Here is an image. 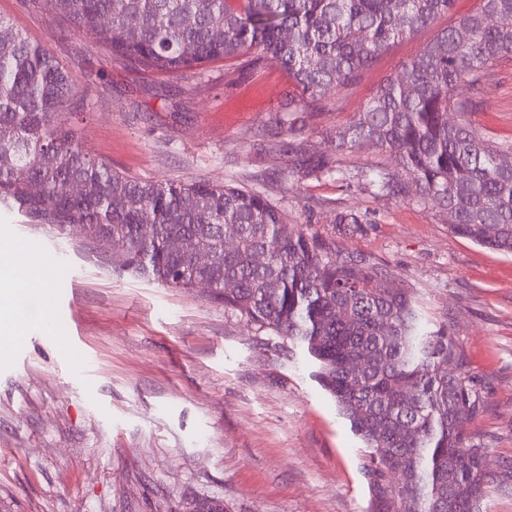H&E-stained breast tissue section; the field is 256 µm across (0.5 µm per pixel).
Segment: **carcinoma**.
<instances>
[{
  "mask_svg": "<svg viewBox=\"0 0 512 512\" xmlns=\"http://www.w3.org/2000/svg\"><path fill=\"white\" fill-rule=\"evenodd\" d=\"M454 0H44L113 58L179 75L226 59L288 70L299 111L352 83L398 41L448 13ZM512 60V0H479L409 58L336 133L338 147L372 142L397 167L344 171L325 154L268 143L288 176H340L396 200L435 202L450 230L512 254V141L471 116L495 68ZM81 98L41 44L0 15V206L59 233L78 231L121 268L176 288L203 281L210 297L318 364L316 379L367 448L372 512H483L512 490V461L492 470L467 422L483 401L448 331H428L411 289L358 251L282 232L285 213L242 180L142 181L84 153L67 114ZM454 120H449L448 116ZM27 172L28 180L17 178ZM73 182L86 187L70 191ZM188 237L206 265L171 248ZM366 360L358 375L348 365ZM479 489L448 501L457 482Z\"/></svg>",
  "mask_w": 512,
  "mask_h": 512,
  "instance_id": "cac0c4a2",
  "label": "carcinoma"
}]
</instances>
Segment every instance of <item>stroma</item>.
Segmentation results:
<instances>
[{
	"label": "stroma",
	"instance_id": "obj_1",
	"mask_svg": "<svg viewBox=\"0 0 512 512\" xmlns=\"http://www.w3.org/2000/svg\"><path fill=\"white\" fill-rule=\"evenodd\" d=\"M454 8L395 43L349 86L305 114L300 147L344 169L394 165L370 143L336 148V134L402 65L469 13ZM0 15L42 44L84 97L75 139L90 156L142 181L221 182L258 176V189L303 231L387 264L413 288L429 328L447 327L483 400L468 428L490 466L512 458V255L456 236L437 204L360 192L333 177H287L261 137L295 92L272 61L251 74L215 61L172 76L112 59L43 0H0ZM472 116L486 137L512 138V62L495 69ZM359 213V231L337 223ZM21 241L47 277L63 325L33 329L0 362V512H370L366 448L314 377L203 288H172L118 272L112 254L75 235L26 224L0 207V240Z\"/></svg>",
	"mask_w": 512,
	"mask_h": 512
}]
</instances>
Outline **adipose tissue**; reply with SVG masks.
Returning <instances> with one entry per match:
<instances>
[{
  "label": "adipose tissue",
  "mask_w": 512,
  "mask_h": 512,
  "mask_svg": "<svg viewBox=\"0 0 512 512\" xmlns=\"http://www.w3.org/2000/svg\"><path fill=\"white\" fill-rule=\"evenodd\" d=\"M0 259L7 269L0 271V349L9 347L16 337L26 332L24 324L13 316V307L18 298L44 291L39 282L21 279L18 270L25 256L19 243L4 241L0 243Z\"/></svg>",
  "instance_id": "obj_1"
}]
</instances>
